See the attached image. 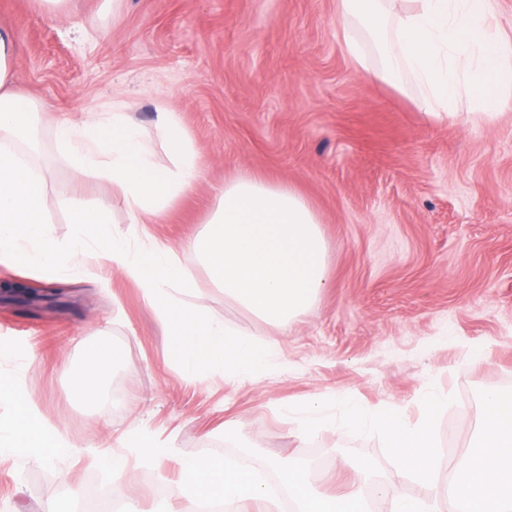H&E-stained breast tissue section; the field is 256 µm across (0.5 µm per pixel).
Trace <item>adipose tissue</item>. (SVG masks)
<instances>
[{"label": "adipose tissue", "instance_id": "1", "mask_svg": "<svg viewBox=\"0 0 512 512\" xmlns=\"http://www.w3.org/2000/svg\"><path fill=\"white\" fill-rule=\"evenodd\" d=\"M343 48L366 67L365 46L381 64L373 76L417 108L440 118L461 100L478 114L512 104V34L496 24L499 0H413L389 10L384 0H336ZM14 37L0 28V266L42 276L108 279L119 271L142 291L171 338V357L198 384L214 378L258 382L283 374L281 353L205 313L190 266L266 323L288 331L326 287V243L312 201L296 188L246 172L225 178L204 233L176 247L150 235L196 187L203 160L177 112L156 106L155 128L168 156L157 163L131 113L113 106L96 128L61 119L58 150L73 168L111 184L131 223L111 235L110 207L70 209L72 233L59 240L43 217V166L30 144L39 118L13 86ZM16 370L0 369V459L49 465L65 475L73 452L60 426L34 413ZM467 464L452 484V512H512V407L496 392Z\"/></svg>", "mask_w": 512, "mask_h": 512}]
</instances>
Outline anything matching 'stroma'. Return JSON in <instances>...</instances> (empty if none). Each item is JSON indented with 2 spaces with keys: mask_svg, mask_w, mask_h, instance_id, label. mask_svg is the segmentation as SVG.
<instances>
[{
  "mask_svg": "<svg viewBox=\"0 0 512 512\" xmlns=\"http://www.w3.org/2000/svg\"><path fill=\"white\" fill-rule=\"evenodd\" d=\"M52 16L35 0H0V24L18 52L17 89L55 117L97 126L123 103L159 162L167 156L155 106L167 99L206 163L195 191L150 232L172 244L198 234L224 178L239 168L293 185L313 202L327 245V276L288 334L206 288L209 315L282 350L287 370L258 383L187 381L170 340L120 273L108 282L51 280L44 309L0 300V360H25L31 405L63 426L77 455L67 482L52 467L0 460V512H44L64 489L93 479L96 445L143 431L179 455L209 451L231 421L262 454L291 458L302 441L278 411L317 395L353 397L419 417L423 390L453 397L437 423L454 445L430 482L390 468L393 497L449 512V475L487 417L485 396L512 399V105L493 116L436 119L353 66L336 0H66ZM46 163L43 211L58 238L71 233L57 197L88 192L111 203V233L133 226L109 183L60 156L37 126ZM478 344L482 362L468 359ZM112 352V408L79 402L68 374ZM321 436L322 492L346 494L354 474Z\"/></svg>",
  "mask_w": 512,
  "mask_h": 512,
  "instance_id": "obj_1",
  "label": "stroma"
}]
</instances>
